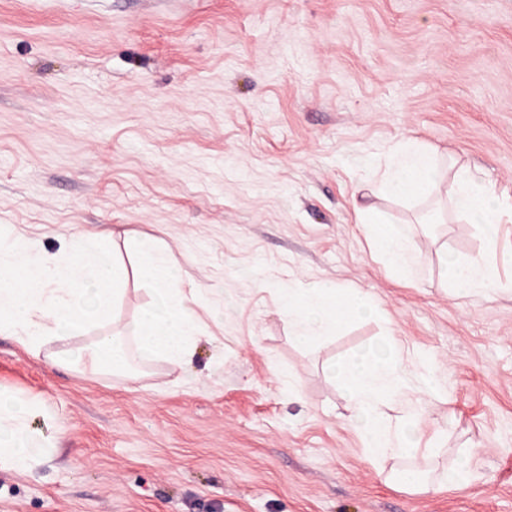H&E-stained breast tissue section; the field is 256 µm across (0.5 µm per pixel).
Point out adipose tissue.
<instances>
[{
  "instance_id": "adipose-tissue-1",
  "label": "adipose tissue",
  "mask_w": 512,
  "mask_h": 512,
  "mask_svg": "<svg viewBox=\"0 0 512 512\" xmlns=\"http://www.w3.org/2000/svg\"><path fill=\"white\" fill-rule=\"evenodd\" d=\"M440 180L432 151L415 142L398 143L388 148L387 169L376 178L373 189L381 195L431 197L436 194ZM455 180L457 191L450 201L451 208L477 224L487 251H494L501 220L496 198L476 171L460 168ZM359 221L367 225L374 248L388 259L394 271L403 276L414 272L418 257L410 246L412 237L407 225L390 222L385 213L374 208L361 209ZM446 276L453 288L465 294L487 293L501 287L498 269L488 257L450 262ZM372 307V299L365 291L343 293L329 283L313 288H287L282 294V309L297 336L312 344L332 333L346 318L368 312ZM343 380L355 416L364 421L368 451L375 455H407V448L381 410L382 400L396 395L403 387L395 365L358 354L344 365ZM39 411V406L33 404L13 415H0V432L10 433L8 439H0V469L31 472L56 453L53 437L29 428V416Z\"/></svg>"
}]
</instances>
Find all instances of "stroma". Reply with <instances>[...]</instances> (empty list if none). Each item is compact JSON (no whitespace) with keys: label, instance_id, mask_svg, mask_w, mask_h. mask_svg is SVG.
Returning a JSON list of instances; mask_svg holds the SVG:
<instances>
[{"label":"stroma","instance_id":"stroma-1","mask_svg":"<svg viewBox=\"0 0 512 512\" xmlns=\"http://www.w3.org/2000/svg\"><path fill=\"white\" fill-rule=\"evenodd\" d=\"M414 139L441 194L469 167L512 207V0H0V229L58 256L155 238L200 321L188 366L134 380L0 334V393L57 446L0 470V512H512V222L502 290H452L448 260L487 253L475 225L359 187ZM369 205L416 222L414 276L374 253ZM326 282L376 309L301 344L281 290ZM391 346L414 457L368 452L333 371Z\"/></svg>","mask_w":512,"mask_h":512}]
</instances>
